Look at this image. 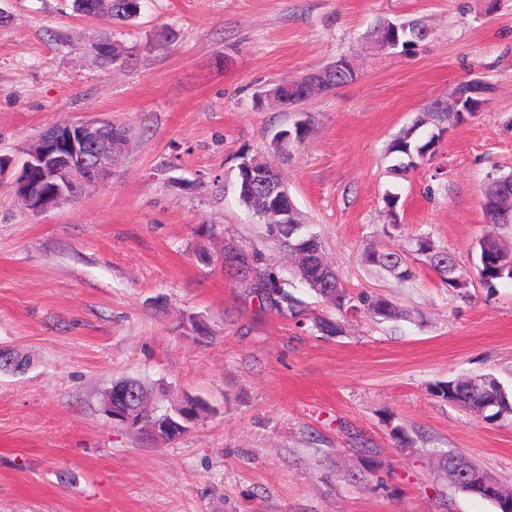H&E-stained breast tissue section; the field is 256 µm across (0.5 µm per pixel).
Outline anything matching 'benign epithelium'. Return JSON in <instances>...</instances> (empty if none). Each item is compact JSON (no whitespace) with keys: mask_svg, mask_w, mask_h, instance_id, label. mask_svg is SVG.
Segmentation results:
<instances>
[{"mask_svg":"<svg viewBox=\"0 0 512 512\" xmlns=\"http://www.w3.org/2000/svg\"><path fill=\"white\" fill-rule=\"evenodd\" d=\"M349 59L341 56L325 67L297 78L302 88L309 89L315 81L327 80L347 71ZM483 96L469 99L465 93L453 95L448 111L453 116L465 117L480 111ZM304 121L289 129H282L271 139L269 146L280 153L288 144L301 142ZM128 140L112 139L110 122H59L50 127L37 141L26 149V158L14 175L11 187L28 210L46 212L86 194L112 175V166L126 151ZM236 170L243 182V195L253 199L251 187L258 184L266 189V201L261 215L266 224H286L293 200L284 182L273 180L264 171H256L245 155L238 156ZM137 402V394L129 388L107 391L102 400L103 414L112 423L125 427H137L142 420L134 419L131 410ZM183 423L172 424L167 417H153L149 430L156 439L169 441L187 431L190 416L182 417ZM467 467L481 476L487 494L497 500L499 512H512V489L503 486L498 479L481 467L468 463Z\"/></svg>","mask_w":512,"mask_h":512,"instance_id":"obj_1","label":"benign epithelium"}]
</instances>
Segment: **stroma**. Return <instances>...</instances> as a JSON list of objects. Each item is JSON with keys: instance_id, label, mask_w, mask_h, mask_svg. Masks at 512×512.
<instances>
[{"instance_id": "obj_1", "label": "stroma", "mask_w": 512, "mask_h": 512, "mask_svg": "<svg viewBox=\"0 0 512 512\" xmlns=\"http://www.w3.org/2000/svg\"><path fill=\"white\" fill-rule=\"evenodd\" d=\"M0 11L1 155L21 164L62 119L131 129L111 178L58 208L24 209L0 178V346L30 359L25 373L0 371V512H497L440 479L430 451L457 449L512 484V419L430 388L489 375L512 394V287L448 291L408 241L428 234L470 276L482 236L512 242L481 203L485 182L512 172V0H143L128 25L72 0ZM380 18L424 20L429 36L400 53L366 47ZM101 37L131 64L101 65L88 49ZM343 55L355 80L304 105L308 138L275 162L345 287L405 316L351 315L327 337L265 310L195 251L218 257L232 241L286 267L224 185L240 152H267L302 114L260 93ZM476 76L492 87L481 111L409 178L389 175L390 139ZM368 250L404 253L413 280L363 264ZM190 312L214 324L209 343L178 331ZM121 378L208 410L153 442L102 414Z\"/></svg>"}]
</instances>
